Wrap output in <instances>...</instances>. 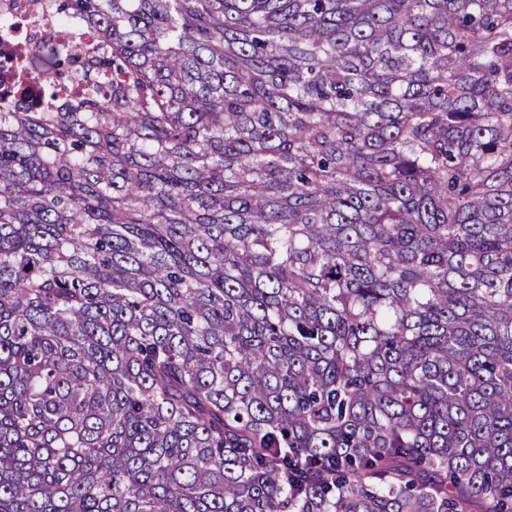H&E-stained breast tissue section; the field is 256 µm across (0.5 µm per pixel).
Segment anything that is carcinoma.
I'll return each instance as SVG.
<instances>
[{
  "instance_id": "1",
  "label": "carcinoma",
  "mask_w": 512,
  "mask_h": 512,
  "mask_svg": "<svg viewBox=\"0 0 512 512\" xmlns=\"http://www.w3.org/2000/svg\"><path fill=\"white\" fill-rule=\"evenodd\" d=\"M49 7L0 512H512V0Z\"/></svg>"
}]
</instances>
